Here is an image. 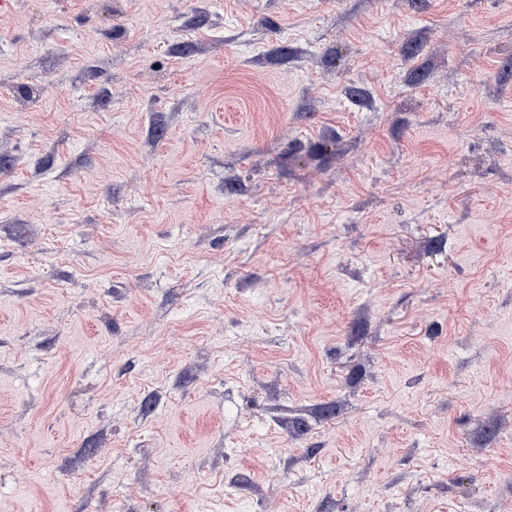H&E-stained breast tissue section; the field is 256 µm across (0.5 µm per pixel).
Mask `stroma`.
I'll use <instances>...</instances> for the list:
<instances>
[{"instance_id":"35a3bbf8","label":"stroma","mask_w":512,"mask_h":512,"mask_svg":"<svg viewBox=\"0 0 512 512\" xmlns=\"http://www.w3.org/2000/svg\"><path fill=\"white\" fill-rule=\"evenodd\" d=\"M0 512H512V0H0Z\"/></svg>"}]
</instances>
